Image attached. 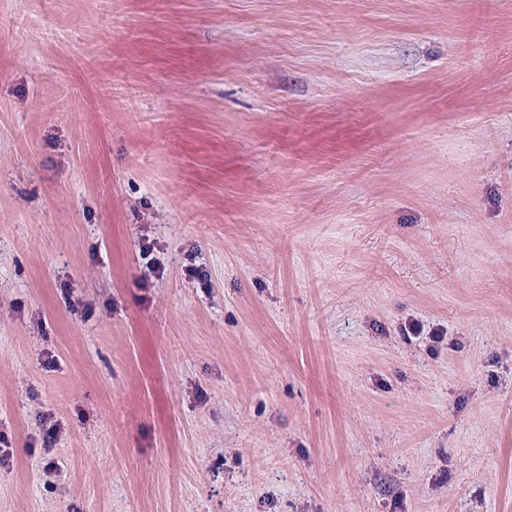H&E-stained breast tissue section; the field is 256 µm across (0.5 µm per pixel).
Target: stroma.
I'll list each match as a JSON object with an SVG mask.
<instances>
[{
    "mask_svg": "<svg viewBox=\"0 0 512 512\" xmlns=\"http://www.w3.org/2000/svg\"><path fill=\"white\" fill-rule=\"evenodd\" d=\"M0 439V512H512V0H0Z\"/></svg>",
    "mask_w": 512,
    "mask_h": 512,
    "instance_id": "35a3bbf8",
    "label": "stroma"
}]
</instances>
